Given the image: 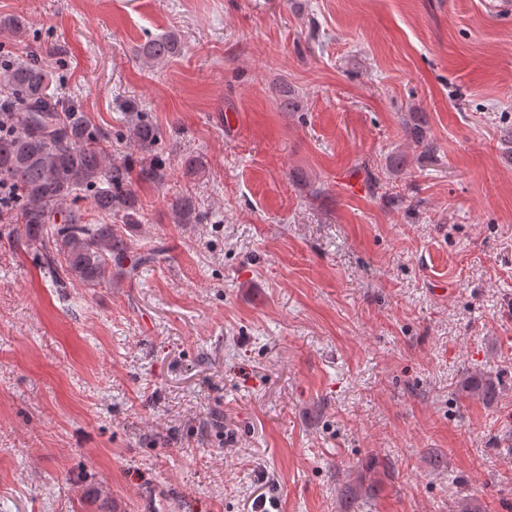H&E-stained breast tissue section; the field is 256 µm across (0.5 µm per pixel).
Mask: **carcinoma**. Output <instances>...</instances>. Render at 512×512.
<instances>
[{
	"mask_svg": "<svg viewBox=\"0 0 512 512\" xmlns=\"http://www.w3.org/2000/svg\"><path fill=\"white\" fill-rule=\"evenodd\" d=\"M181 51L173 34L152 38L141 46L148 64L162 62ZM10 109L12 131L0 135V184L16 192L14 219L39 241L42 268L62 288L80 283L95 286L116 267L129 276L159 260L161 251L129 254L115 224L145 220L132 191V174L144 183L160 185L167 178L164 162L156 156L141 158L137 166L116 160L108 149L109 133L88 122L73 106L62 113L50 92L47 70L35 59L7 62L0 68V87ZM130 141L144 149L160 139L159 128L144 113L127 118ZM89 201L88 206L78 204ZM176 224L204 220L196 198L183 195L173 210ZM460 388L488 404L500 396V379L490 374L463 378Z\"/></svg>",
	"mask_w": 512,
	"mask_h": 512,
	"instance_id": "carcinoma-1",
	"label": "carcinoma"
}]
</instances>
